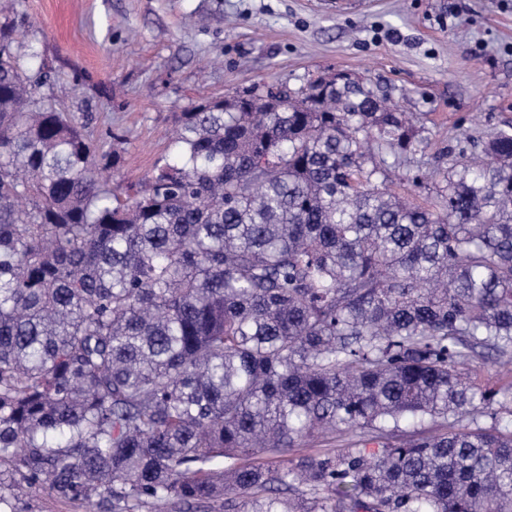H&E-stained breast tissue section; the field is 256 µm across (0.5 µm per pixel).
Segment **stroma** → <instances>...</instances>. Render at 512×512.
I'll use <instances>...</instances> for the list:
<instances>
[{"label":"stroma","mask_w":512,"mask_h":512,"mask_svg":"<svg viewBox=\"0 0 512 512\" xmlns=\"http://www.w3.org/2000/svg\"><path fill=\"white\" fill-rule=\"evenodd\" d=\"M4 22L36 38L57 108L103 150L125 137L120 183L168 156L180 112L253 85L371 83L428 138L424 174L460 132L512 126V0H0Z\"/></svg>","instance_id":"stroma-1"}]
</instances>
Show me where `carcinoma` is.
Masks as SVG:
<instances>
[{"label": "carcinoma", "instance_id": "carcinoma-1", "mask_svg": "<svg viewBox=\"0 0 512 512\" xmlns=\"http://www.w3.org/2000/svg\"><path fill=\"white\" fill-rule=\"evenodd\" d=\"M0 25V476L91 512H512V131L448 152L365 81L181 113L124 189ZM441 419L447 430L391 436ZM362 447L288 459L334 430ZM407 175H408V167L407 166H396L391 168L389 178L387 185L390 186L392 189L401 192L406 193L412 192L413 197L417 199L419 202H424L427 197H433V193H428V190H418L415 189L411 184L407 181Z\"/></svg>", "mask_w": 512, "mask_h": 512}]
</instances>
